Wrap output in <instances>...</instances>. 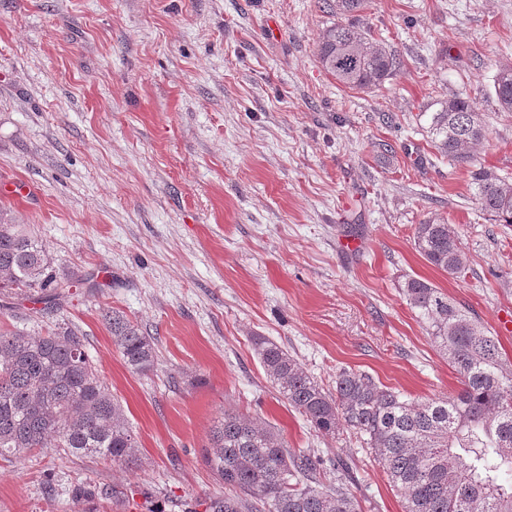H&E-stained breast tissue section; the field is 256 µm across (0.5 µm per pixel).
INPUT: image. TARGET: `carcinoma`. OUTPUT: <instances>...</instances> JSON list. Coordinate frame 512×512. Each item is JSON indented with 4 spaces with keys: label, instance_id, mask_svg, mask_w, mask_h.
Returning a JSON list of instances; mask_svg holds the SVG:
<instances>
[{
    "label": "carcinoma",
    "instance_id": "obj_1",
    "mask_svg": "<svg viewBox=\"0 0 512 512\" xmlns=\"http://www.w3.org/2000/svg\"><path fill=\"white\" fill-rule=\"evenodd\" d=\"M369 0H336V24L316 42L322 68L357 90L378 89L399 66L386 43L354 22ZM503 112H512V66L493 79ZM434 149L467 163L488 141L468 96L427 106ZM475 200L499 224H512V181L480 168L471 173ZM415 250L451 276L465 274L457 233L440 218L414 228ZM73 281L56 272L45 247L26 225L0 211V306L24 297L59 312ZM402 295L448 359L461 389L424 402L408 399L366 373L342 368L324 389L291 355L270 340L254 339L266 375L288 405L321 433L347 427L383 464L389 483L404 494V512H512V365L500 342L469 309L433 284L408 277ZM101 317L124 363L136 373L154 368L155 338L110 309ZM53 447L66 455L126 465L137 461L124 409L97 372L77 330L57 323L44 332L0 329V459H19ZM202 460L228 493L208 498L205 512H359L341 484L309 481L323 464L315 451L292 453L259 419L226 412L209 435ZM86 505L112 501L107 485L74 490Z\"/></svg>",
    "mask_w": 512,
    "mask_h": 512
}]
</instances>
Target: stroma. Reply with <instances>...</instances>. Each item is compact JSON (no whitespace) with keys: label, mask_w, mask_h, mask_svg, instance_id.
<instances>
[{"label":"stroma","mask_w":512,"mask_h":512,"mask_svg":"<svg viewBox=\"0 0 512 512\" xmlns=\"http://www.w3.org/2000/svg\"><path fill=\"white\" fill-rule=\"evenodd\" d=\"M331 2L0 0V184L30 189L0 209L81 277L65 316L138 457L0 460V512H80L87 482L124 493L125 512H187L224 492L201 453L227 411L320 451L317 484L348 467L360 512H403L352 431L318 433L289 407L252 339L327 389L343 367L419 402L459 389L399 285L428 280L489 326L512 309V226L470 187L474 168L512 176V112L493 92L512 66V0H371L359 23L401 64L368 92L317 61ZM459 94L488 132L468 165L426 133L428 104ZM432 218L456 231L466 276L415 251ZM107 308L154 336L152 371L125 365Z\"/></svg>","instance_id":"1"}]
</instances>
